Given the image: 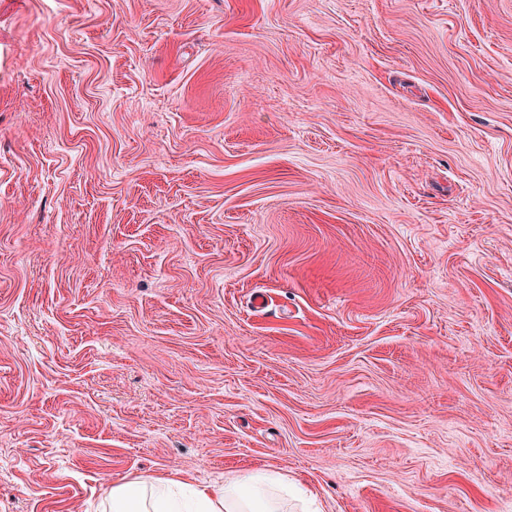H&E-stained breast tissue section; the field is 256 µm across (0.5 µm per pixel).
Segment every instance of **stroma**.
I'll return each mask as SVG.
<instances>
[{
    "label": "stroma",
    "instance_id": "obj_1",
    "mask_svg": "<svg viewBox=\"0 0 512 512\" xmlns=\"http://www.w3.org/2000/svg\"><path fill=\"white\" fill-rule=\"evenodd\" d=\"M262 468L512 501V0H0V512Z\"/></svg>",
    "mask_w": 512,
    "mask_h": 512
}]
</instances>
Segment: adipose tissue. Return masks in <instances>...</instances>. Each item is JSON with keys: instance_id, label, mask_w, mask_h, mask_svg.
Instances as JSON below:
<instances>
[{"instance_id": "1", "label": "adipose tissue", "mask_w": 512, "mask_h": 512, "mask_svg": "<svg viewBox=\"0 0 512 512\" xmlns=\"http://www.w3.org/2000/svg\"><path fill=\"white\" fill-rule=\"evenodd\" d=\"M288 486L278 474L231 476L222 486H191L174 479H128L113 484L110 512H283Z\"/></svg>"}]
</instances>
